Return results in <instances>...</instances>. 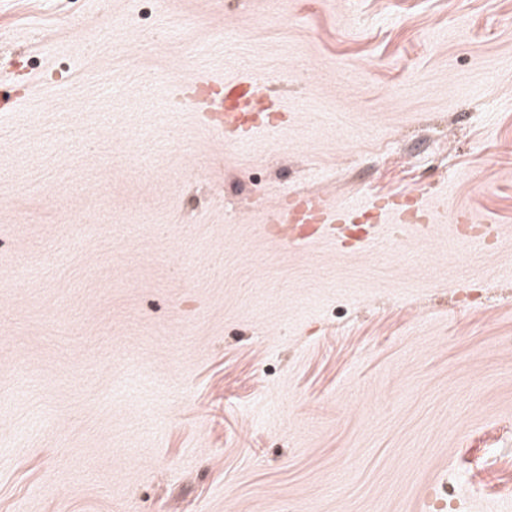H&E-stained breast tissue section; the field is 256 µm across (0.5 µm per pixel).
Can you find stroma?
<instances>
[{
	"mask_svg": "<svg viewBox=\"0 0 512 512\" xmlns=\"http://www.w3.org/2000/svg\"><path fill=\"white\" fill-rule=\"evenodd\" d=\"M0 32V512H512V0H0ZM236 61L287 107L243 142L175 95ZM444 190L494 250H291L244 204Z\"/></svg>",
	"mask_w": 512,
	"mask_h": 512,
	"instance_id": "35a3bbf8",
	"label": "stroma"
}]
</instances>
